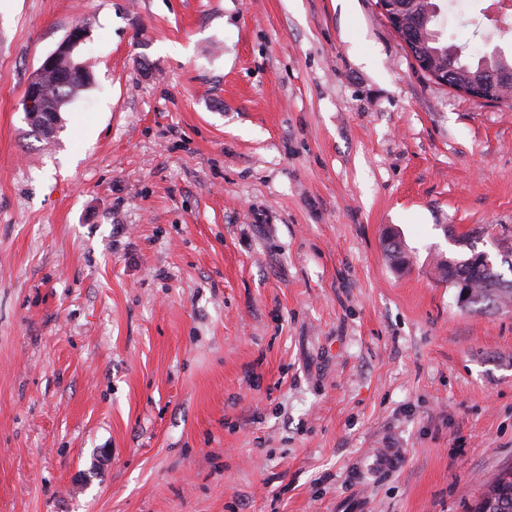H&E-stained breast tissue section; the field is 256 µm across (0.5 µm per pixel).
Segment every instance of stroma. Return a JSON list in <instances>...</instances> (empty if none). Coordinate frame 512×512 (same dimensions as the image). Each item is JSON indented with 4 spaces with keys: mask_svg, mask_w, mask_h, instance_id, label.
Here are the masks:
<instances>
[{
    "mask_svg": "<svg viewBox=\"0 0 512 512\" xmlns=\"http://www.w3.org/2000/svg\"><path fill=\"white\" fill-rule=\"evenodd\" d=\"M80 25L49 142L23 95ZM500 226L512 107L378 0H0V512H465L512 467V307L436 262Z\"/></svg>",
    "mask_w": 512,
    "mask_h": 512,
    "instance_id": "stroma-1",
    "label": "stroma"
}]
</instances>
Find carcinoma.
Segmentation results:
<instances>
[{
    "mask_svg": "<svg viewBox=\"0 0 512 512\" xmlns=\"http://www.w3.org/2000/svg\"><path fill=\"white\" fill-rule=\"evenodd\" d=\"M408 20L414 24L413 37L419 44V53L432 56L448 72V84L478 83L488 75H494L501 83L503 96L512 92V59L502 53H492L478 58L475 62L465 59L464 48L454 44H443L437 32L432 29L438 20V5L434 0H405ZM76 95L73 89L61 84L55 73L49 72L43 82V105L66 104ZM454 244L468 250L462 257L442 256L437 261V272L441 281L448 286L467 287V308L473 310L502 308L512 305V278L505 276L501 266L508 265L512 272V237L504 235L495 240L501 256V265L488 261H476L478 254L468 236L450 235ZM466 512H512V469L500 474L486 486L481 495Z\"/></svg>",
    "mask_w": 512,
    "mask_h": 512,
    "instance_id": "carcinoma-1",
    "label": "carcinoma"
}]
</instances>
